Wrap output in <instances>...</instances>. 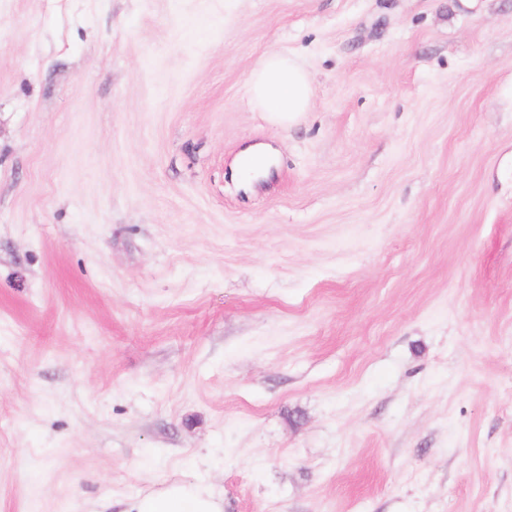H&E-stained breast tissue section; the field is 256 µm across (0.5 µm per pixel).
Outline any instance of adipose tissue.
Instances as JSON below:
<instances>
[{
	"mask_svg": "<svg viewBox=\"0 0 512 512\" xmlns=\"http://www.w3.org/2000/svg\"><path fill=\"white\" fill-rule=\"evenodd\" d=\"M248 85L253 106L281 127L294 125L310 108L309 75L292 56L265 54L251 70ZM273 163V152L268 147L244 149L235 168L238 183L244 189H252L259 179L269 175ZM135 512H224V502L207 488L184 481L144 495Z\"/></svg>",
	"mask_w": 512,
	"mask_h": 512,
	"instance_id": "adipose-tissue-1",
	"label": "adipose tissue"
}]
</instances>
